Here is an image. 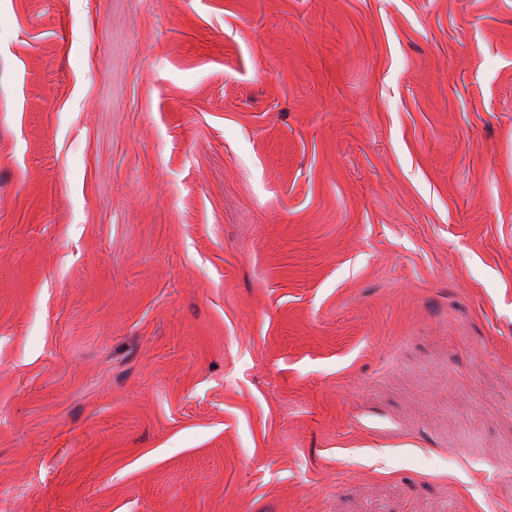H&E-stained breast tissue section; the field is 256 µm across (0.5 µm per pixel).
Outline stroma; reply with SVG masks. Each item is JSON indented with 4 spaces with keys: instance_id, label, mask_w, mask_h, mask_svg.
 Wrapping results in <instances>:
<instances>
[{
    "instance_id": "1",
    "label": "stroma",
    "mask_w": 512,
    "mask_h": 512,
    "mask_svg": "<svg viewBox=\"0 0 512 512\" xmlns=\"http://www.w3.org/2000/svg\"><path fill=\"white\" fill-rule=\"evenodd\" d=\"M0 512H512V0H0Z\"/></svg>"
}]
</instances>
